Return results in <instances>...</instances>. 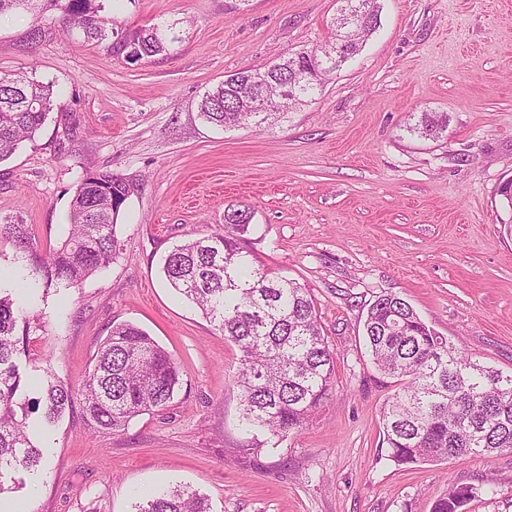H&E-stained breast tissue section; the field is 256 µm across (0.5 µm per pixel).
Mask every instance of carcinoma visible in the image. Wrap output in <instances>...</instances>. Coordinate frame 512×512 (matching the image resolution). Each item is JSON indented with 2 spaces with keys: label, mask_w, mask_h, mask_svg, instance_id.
I'll list each match as a JSON object with an SVG mask.
<instances>
[{
  "label": "carcinoma",
  "mask_w": 512,
  "mask_h": 512,
  "mask_svg": "<svg viewBox=\"0 0 512 512\" xmlns=\"http://www.w3.org/2000/svg\"><path fill=\"white\" fill-rule=\"evenodd\" d=\"M340 14L360 25L333 21V41L280 58L279 71L245 70L240 77L261 81L274 104H243L232 84L206 92L200 115L224 129L262 127L272 116L306 102L326 78L353 57L379 26L376 0H342ZM23 10L34 18L30 38L40 36L47 12L68 35L101 45L123 40L137 59L168 56L178 37L157 23L129 29L103 14L95 0H0V17ZM34 98L39 109L30 111ZM52 89L24 74L0 75V162L32 141L52 112ZM448 125L442 112H423L412 132L434 136ZM134 184L108 170L87 174L71 201L70 230L60 246L39 253L29 226L0 224L6 240L32 261V275L45 289L76 288L106 269L119 253L117 220ZM253 211L244 204L224 210V229L189 239L171 250L162 267L165 279L194 304L240 351L236 385L242 392L241 421L252 434V448H263L301 427L322 405L334 385V356L318 320L309 290L300 283L255 265L246 245ZM43 328L16 304L12 289L0 290V495L14 489L19 470L35 471L44 462L30 416L46 430L79 406L96 430L119 431L145 412L169 407L182 384L171 353L133 323L112 327L98 345L92 369L78 391L55 376L31 379L20 368L19 337ZM374 364L400 382L383 412L388 460L398 467L459 455L512 453V375L482 365L426 325L396 294L368 304L362 327ZM41 390L29 398L30 381ZM480 487L451 484L433 512H462L483 493ZM137 512H211L206 497L188 486L163 489L137 506Z\"/></svg>",
  "instance_id": "carcinoma-1"
}]
</instances>
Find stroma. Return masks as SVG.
<instances>
[{
  "instance_id": "obj_1",
  "label": "stroma",
  "mask_w": 512,
  "mask_h": 512,
  "mask_svg": "<svg viewBox=\"0 0 512 512\" xmlns=\"http://www.w3.org/2000/svg\"><path fill=\"white\" fill-rule=\"evenodd\" d=\"M380 27L312 101L263 129L224 130L197 112L203 93L242 70L332 40L337 0H116L129 28L175 26L167 57L126 61L51 24L0 19V74L53 88L35 140L0 164V221L20 218L42 248L69 232L76 187L109 170L132 180L120 251L82 286L36 289L44 321L20 362L79 389L97 344L130 322L176 359L166 409L121 432L80 412L40 433L44 464L6 501L27 512H136L139 494L175 484L212 512H432L451 483L495 481L464 512H512V454L397 468L382 410L398 384L375 367L356 296L405 299L459 350L512 373V0H377ZM444 112L438 138L411 134ZM253 212L258 264L308 288L335 356V383L302 426L248 449L234 382L237 347L161 274L182 242L220 231L224 209Z\"/></svg>"
}]
</instances>
